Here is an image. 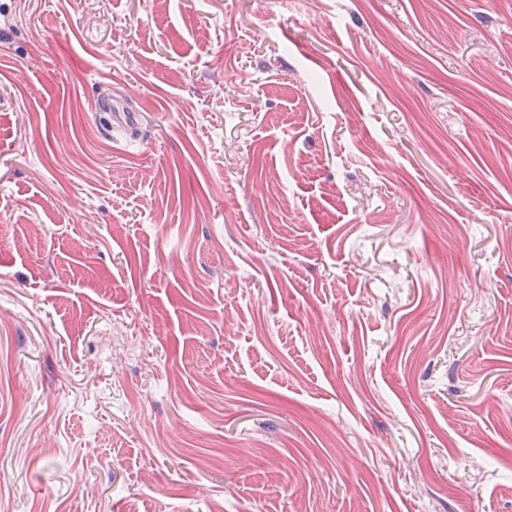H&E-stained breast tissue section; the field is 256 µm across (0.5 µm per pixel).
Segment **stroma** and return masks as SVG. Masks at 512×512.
<instances>
[{
  "mask_svg": "<svg viewBox=\"0 0 512 512\" xmlns=\"http://www.w3.org/2000/svg\"><path fill=\"white\" fill-rule=\"evenodd\" d=\"M132 506L512 512V0H0V512Z\"/></svg>",
  "mask_w": 512,
  "mask_h": 512,
  "instance_id": "35a3bbf8",
  "label": "stroma"
}]
</instances>
